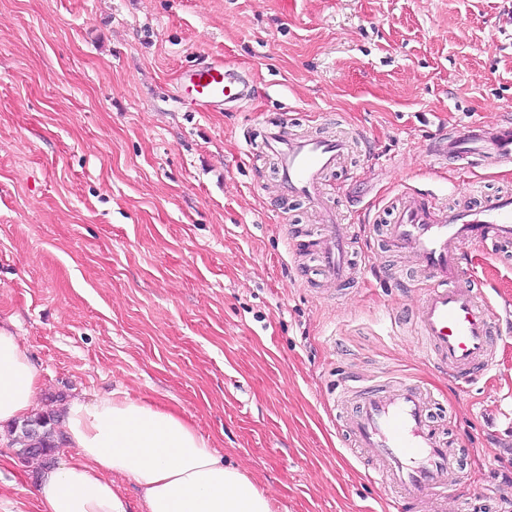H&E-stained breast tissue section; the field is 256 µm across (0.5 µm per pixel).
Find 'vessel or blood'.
Instances as JSON below:
<instances>
[{
	"label": "vessel or blood",
	"mask_w": 512,
	"mask_h": 512,
	"mask_svg": "<svg viewBox=\"0 0 512 512\" xmlns=\"http://www.w3.org/2000/svg\"><path fill=\"white\" fill-rule=\"evenodd\" d=\"M181 81L206 109L226 108L253 92L248 79L217 61L186 67ZM264 144L278 161L280 196L305 198L321 217L323 228L314 245L325 272L335 280L347 278V227L325 207L324 189L326 174L349 152L348 140L294 137L285 126L276 125L265 132ZM426 154L451 158L463 169L477 160L512 165V118L490 126L468 124L436 140ZM386 235L396 249L414 255L425 273L416 322L425 356L452 374L477 368L488 371L503 317L479 302L463 274L462 255L475 242L495 249L512 243V195L450 208L437 199L406 193ZM343 393L356 404L346 431L377 462L374 478L393 495L394 506L405 502L435 506L446 498L460 478V460L432 424L430 393L404 381L392 386L349 384Z\"/></svg>",
	"instance_id": "vessel-or-blood-1"
}]
</instances>
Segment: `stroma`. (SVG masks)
<instances>
[{"label":"stroma","mask_w":512,"mask_h":512,"mask_svg":"<svg viewBox=\"0 0 512 512\" xmlns=\"http://www.w3.org/2000/svg\"><path fill=\"white\" fill-rule=\"evenodd\" d=\"M220 60L257 93L176 95ZM512 115V0H0V322L39 371L40 409L119 391L173 409L277 512H387L336 406L347 375L414 382L462 462L447 512H512V328L469 384L425 359L416 269L383 226L402 192L512 193L427 145ZM345 133L324 204L354 226L333 287L319 217L281 201L267 127ZM478 298L512 315V246L468 247ZM40 464L0 432V512H38Z\"/></svg>","instance_id":"1"}]
</instances>
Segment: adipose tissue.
<instances>
[{
	"mask_svg": "<svg viewBox=\"0 0 512 512\" xmlns=\"http://www.w3.org/2000/svg\"><path fill=\"white\" fill-rule=\"evenodd\" d=\"M38 372L15 331L0 323V427L33 417ZM76 456L41 470L40 512H127L116 479L131 481L146 512H275L272 496L198 433L158 404L115 393L75 398L64 411Z\"/></svg>",
	"mask_w": 512,
	"mask_h": 512,
	"instance_id": "ef3b65f1",
	"label": "adipose tissue"
}]
</instances>
